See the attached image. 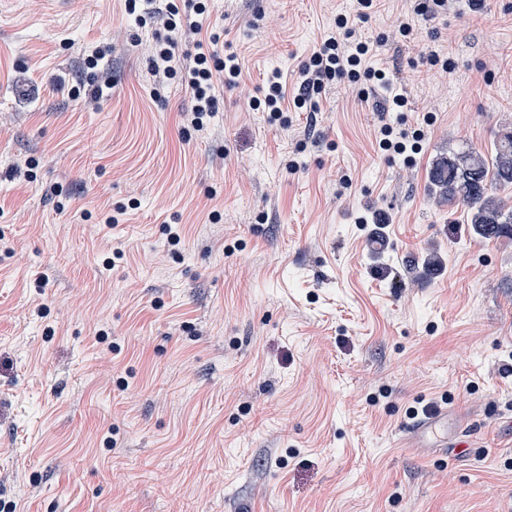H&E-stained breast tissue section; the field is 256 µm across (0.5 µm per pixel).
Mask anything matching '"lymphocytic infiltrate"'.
I'll return each mask as SVG.
<instances>
[{"label":"lymphocytic infiltrate","mask_w":512,"mask_h":512,"mask_svg":"<svg viewBox=\"0 0 512 512\" xmlns=\"http://www.w3.org/2000/svg\"><path fill=\"white\" fill-rule=\"evenodd\" d=\"M377 0H354L350 13L338 15L336 29L313 50L300 68V86L293 98L295 108L317 111L316 97L338 82L383 89L384 110L378 127L382 150L402 155L418 151L423 130L394 126L391 113L405 111L408 98L399 93L392 78L374 64L377 44L363 39ZM126 11L138 26L157 30L147 73L154 85L181 84L191 98L183 120L198 138L211 134V118L218 109L217 82L239 85L242 71L234 56L220 57L217 39L203 33L208 12L206 0H126Z\"/></svg>","instance_id":"lymphocytic-infiltrate-1"}]
</instances>
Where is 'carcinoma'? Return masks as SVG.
Returning <instances> with one entry per match:
<instances>
[{
	"label": "carcinoma",
	"mask_w": 512,
	"mask_h": 512,
	"mask_svg": "<svg viewBox=\"0 0 512 512\" xmlns=\"http://www.w3.org/2000/svg\"><path fill=\"white\" fill-rule=\"evenodd\" d=\"M434 185L471 213L474 231L484 237L512 234V205H493V189L512 187V134L499 142L495 156L484 159L475 150L458 153L439 164L433 172Z\"/></svg>",
	"instance_id": "obj_1"
}]
</instances>
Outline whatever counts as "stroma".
<instances>
[{"instance_id": "stroma-1", "label": "stroma", "mask_w": 512, "mask_h": 512, "mask_svg": "<svg viewBox=\"0 0 512 512\" xmlns=\"http://www.w3.org/2000/svg\"><path fill=\"white\" fill-rule=\"evenodd\" d=\"M404 5L363 35H388L425 132L409 160L375 143L380 92L332 86L303 152L248 109L271 71L295 91L351 0H253L260 30L212 0L245 85L203 141L181 88L154 95L123 0H0V512H512V236L476 235L431 182L512 133V0H457L412 44ZM99 42L118 46L100 93L73 97ZM30 157L36 181L11 180ZM432 402L478 459L407 445Z\"/></svg>"}]
</instances>
